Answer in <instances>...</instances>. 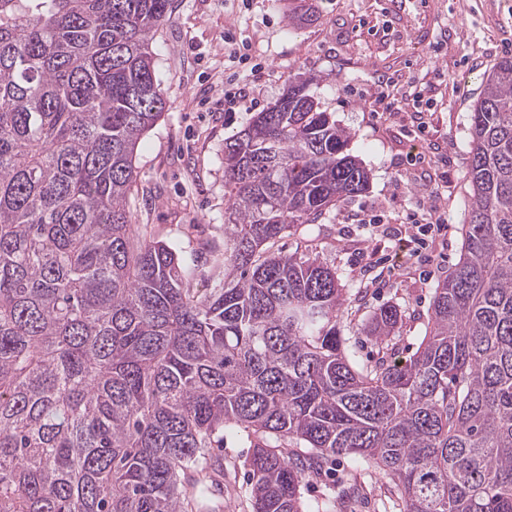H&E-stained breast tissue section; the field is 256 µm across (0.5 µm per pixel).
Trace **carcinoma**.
Returning <instances> with one entry per match:
<instances>
[{"instance_id": "1", "label": "carcinoma", "mask_w": 512, "mask_h": 512, "mask_svg": "<svg viewBox=\"0 0 512 512\" xmlns=\"http://www.w3.org/2000/svg\"><path fill=\"white\" fill-rule=\"evenodd\" d=\"M173 0H0V512H212L216 439L244 438L253 512H338V458L402 512H512V57L474 102L459 261L406 359L358 361L336 270L275 245L367 190L304 81L224 140V259L131 223L166 110ZM377 309L362 332L395 335ZM350 482V476L340 460L328 464L325 472L318 478L310 479L302 488L303 497L306 501L320 498L324 495L337 497L343 502V487ZM339 496V497H338Z\"/></svg>"}]
</instances>
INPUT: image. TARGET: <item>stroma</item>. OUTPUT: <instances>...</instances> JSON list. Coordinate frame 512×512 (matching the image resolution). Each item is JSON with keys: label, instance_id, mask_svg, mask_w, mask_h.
Listing matches in <instances>:
<instances>
[{"label": "stroma", "instance_id": "35a3bbf8", "mask_svg": "<svg viewBox=\"0 0 512 512\" xmlns=\"http://www.w3.org/2000/svg\"><path fill=\"white\" fill-rule=\"evenodd\" d=\"M172 20L154 36L164 116L137 149L132 221L195 261V288L208 284L224 254V141L274 103L294 77L308 79L323 110L353 134L350 144L370 173L368 189L329 217L291 230L279 249L335 268L358 289L341 326L362 360L382 349L360 327L391 304L403 315L394 338L413 353L437 280L457 263L467 218L464 179L472 104L491 67L512 56V0H175ZM300 21L289 22V10ZM397 99L385 111L379 79ZM246 101L224 109V90ZM441 222L424 248L416 223ZM221 512H252L243 461L247 450L225 438ZM328 464L302 488L305 500L341 496L352 480ZM358 498L343 512H400L380 472L354 478Z\"/></svg>", "mask_w": 512, "mask_h": 512}]
</instances>
